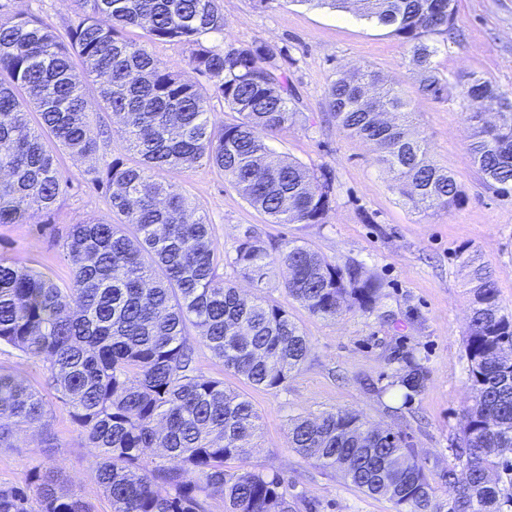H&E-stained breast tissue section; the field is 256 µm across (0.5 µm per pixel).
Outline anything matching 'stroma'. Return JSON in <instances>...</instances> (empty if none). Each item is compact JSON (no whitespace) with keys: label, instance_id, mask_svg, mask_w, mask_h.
<instances>
[{"label":"stroma","instance_id":"35a3bbf8","mask_svg":"<svg viewBox=\"0 0 512 512\" xmlns=\"http://www.w3.org/2000/svg\"><path fill=\"white\" fill-rule=\"evenodd\" d=\"M456 5L459 35L437 55L439 68L454 84L476 73L512 96V0H456ZM223 7L226 26L210 36V46L265 43L285 50L299 113L295 125L271 145L310 170L331 172L333 207L320 224H274L217 168L156 169L154 179L177 184L197 214L213 225L221 254H233L248 232L270 247L296 240L337 264L361 265L382 285L372 309L322 318L288 296L286 269L271 266L260 291L288 309L311 346L300 370L273 390L252 388L225 371L200 344L198 329H190L197 367L245 394L261 418L258 448L245 460L227 461L225 468L280 474L298 499L296 512H397L390 502L368 496L288 446L290 419L349 410L369 424L406 433L436 499L445 500L443 475L456 463L454 447L472 404L465 351L471 296L463 255L480 256L501 307L512 312V196H501L485 183L472 163L467 115L476 105L456 95L444 102L421 97L406 46L352 14L292 0H223ZM17 12L36 14L61 33L75 19L67 0H0V13ZM352 65L379 71L410 101L432 162L455 177L463 205L416 209L378 164L376 146L349 135L330 116L325 91L337 72ZM57 157L71 181L49 225L0 224V257L65 282L72 270L61 241L67 227L112 214L86 164L64 149ZM398 350L412 352L428 372L423 391L407 406L388 388L397 369L391 355ZM45 400L50 408L45 427L19 432L15 447H0V485L22 483L36 469L59 467L93 512H112L83 436L53 394Z\"/></svg>","mask_w":512,"mask_h":512}]
</instances>
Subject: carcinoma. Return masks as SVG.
I'll return each instance as SVG.
<instances>
[{"instance_id":"1","label":"carcinoma","mask_w":512,"mask_h":512,"mask_svg":"<svg viewBox=\"0 0 512 512\" xmlns=\"http://www.w3.org/2000/svg\"><path fill=\"white\" fill-rule=\"evenodd\" d=\"M350 12L400 38L409 49L420 95L448 99L453 88L439 70L443 41L456 30V0H296ZM78 20L65 34L43 18L0 15V224H46L70 176L56 150L95 159L110 142L93 134L84 87L97 84L99 106L119 117L123 148L135 164L114 157L96 181L120 223L89 218L69 227L62 247L72 259L70 280L54 279L0 258V345L43 362L42 389L0 370V447H14L21 428H39L48 412L43 392L66 407L95 460V479L112 512H207L219 496L227 512H296L288 483L277 474L224 469L241 460L260 433L247 397L205 376L194 361L187 328L224 368L250 385L283 386L306 361L310 343L288 310L265 297L242 295L218 272L224 260L261 284L270 265L288 270L289 297L311 314L334 317L367 311L381 283L358 265L343 267L296 240L271 256L249 233L234 254L217 252L213 228L195 216L173 183L151 171L202 163L224 172L246 202L275 224H322L333 183L270 148L296 122L297 106L282 50L269 44L217 49L208 36L224 32L221 0H72ZM129 26L145 40L126 37ZM190 48L188 65L207 77L204 88L155 58L147 43ZM237 113L232 123L211 118L209 97ZM459 95L496 110L499 124L470 144L473 163L503 195L512 193V98L492 81L472 76ZM329 112L349 134L374 144L377 162L415 207L447 210L464 195L455 178L430 160L426 137L412 128L410 103L374 70L352 67L326 91ZM470 269V323L465 341L470 386L457 468L448 471V497L434 489L404 434L379 436L364 428L344 437L357 415L329 411L297 417L289 447L340 472L371 497L406 512H512V314L475 254ZM390 387L403 404L418 396L425 367L411 353ZM160 448L168 463L150 465ZM0 512H91L59 468L31 472L22 485L0 486Z\"/></svg>"}]
</instances>
